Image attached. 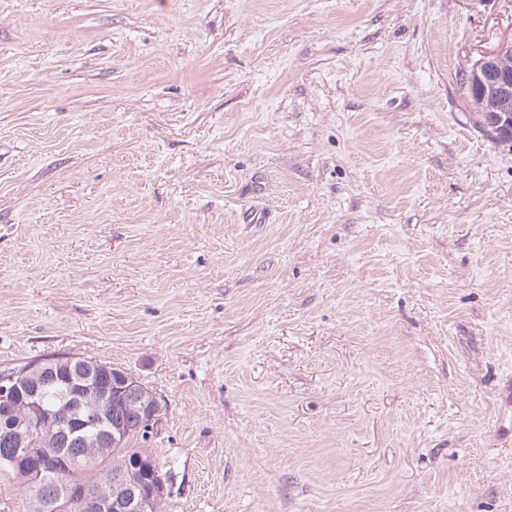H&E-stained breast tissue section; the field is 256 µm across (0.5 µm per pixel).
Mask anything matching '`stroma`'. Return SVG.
<instances>
[{
    "instance_id": "1",
    "label": "stroma",
    "mask_w": 512,
    "mask_h": 512,
    "mask_svg": "<svg viewBox=\"0 0 512 512\" xmlns=\"http://www.w3.org/2000/svg\"><path fill=\"white\" fill-rule=\"evenodd\" d=\"M512 0H0V374L164 414L162 512H512ZM465 79L483 123L499 144L512 147V40L485 53ZM115 373L119 381V389L117 397H120L125 403L133 406L140 404L138 409L142 425L147 427V437L158 432V426L162 421L163 406L156 395H152L151 391H147L151 395L147 398L146 394L141 392V383L131 374L124 370H116L112 368V382L115 380Z\"/></svg>"
}]
</instances>
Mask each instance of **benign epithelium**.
I'll return each instance as SVG.
<instances>
[{
	"instance_id": "1",
	"label": "benign epithelium",
	"mask_w": 512,
	"mask_h": 512,
	"mask_svg": "<svg viewBox=\"0 0 512 512\" xmlns=\"http://www.w3.org/2000/svg\"><path fill=\"white\" fill-rule=\"evenodd\" d=\"M466 82L473 92L483 123L492 130L501 144L512 147V42L484 54L466 72ZM65 368L83 374L75 391L61 393L52 408L43 407L39 382ZM100 364L96 360L70 354H56L32 361L0 377V409L17 417L7 440L10 453L0 457V464L22 467L25 488L38 496L29 498V508L36 512L41 504L49 503L52 512H158L164 495V484L152 479H139L134 471L151 457L147 448L137 449L133 463L113 469L95 490L82 485L53 481L62 476L74 460L65 449L49 448L34 457L25 448L28 431L36 423L50 430L67 434L73 422L81 428H96L109 414L112 397L139 406L142 425L147 435L158 432L163 406L156 396L141 392V383L124 370L116 371L119 381L117 394L95 382ZM122 434L121 426L107 427L89 438H78L82 456L92 459L112 447Z\"/></svg>"
}]
</instances>
